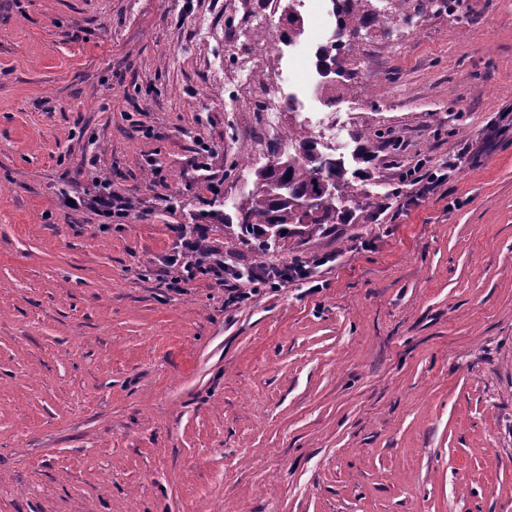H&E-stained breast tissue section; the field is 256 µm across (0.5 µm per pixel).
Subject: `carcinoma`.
<instances>
[{
	"mask_svg": "<svg viewBox=\"0 0 512 512\" xmlns=\"http://www.w3.org/2000/svg\"><path fill=\"white\" fill-rule=\"evenodd\" d=\"M438 2V7L447 6V0H387L392 4L396 17L408 16V9L420 13L425 3ZM336 4V19L339 31L345 34L347 49H353L360 33L374 25L384 26L377 20L376 0H333ZM340 49L328 44L320 49L318 58L325 77L332 75V68L339 65ZM294 152L285 154L272 146L273 163L252 169L250 188L234 203V219L241 229L255 236L261 248H268L267 234L284 237L282 231L288 226L301 223L304 214L298 204L314 197L328 186L336 190V203L327 206L313 219L315 224H334L364 205L356 200L351 191L352 184L346 178L343 161L319 149V142L294 132Z\"/></svg>",
	"mask_w": 512,
	"mask_h": 512,
	"instance_id": "carcinoma-1",
	"label": "carcinoma"
}]
</instances>
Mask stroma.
Listing matches in <instances>:
<instances>
[{"label": "stroma", "instance_id": "1", "mask_svg": "<svg viewBox=\"0 0 512 512\" xmlns=\"http://www.w3.org/2000/svg\"><path fill=\"white\" fill-rule=\"evenodd\" d=\"M252 3L0 0V512H512V0L370 28L326 92ZM308 123L379 208L258 254L223 214ZM98 179L129 215L65 206ZM193 224L310 276L172 291Z\"/></svg>", "mask_w": 512, "mask_h": 512}]
</instances>
